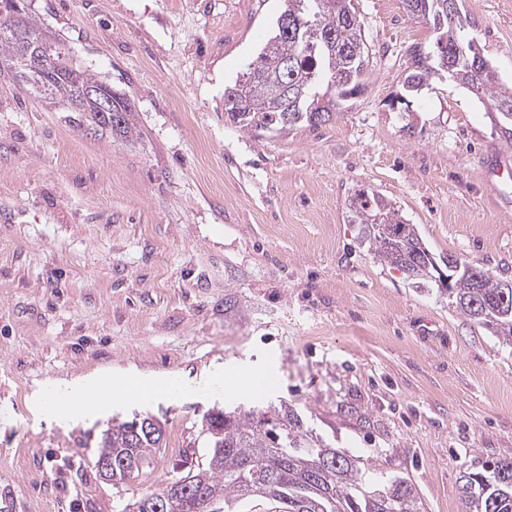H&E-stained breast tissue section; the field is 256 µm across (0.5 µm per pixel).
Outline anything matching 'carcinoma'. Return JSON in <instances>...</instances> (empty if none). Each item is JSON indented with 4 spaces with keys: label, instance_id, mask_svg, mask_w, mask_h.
Listing matches in <instances>:
<instances>
[{
    "label": "carcinoma",
    "instance_id": "cac0c4a2",
    "mask_svg": "<svg viewBox=\"0 0 512 512\" xmlns=\"http://www.w3.org/2000/svg\"><path fill=\"white\" fill-rule=\"evenodd\" d=\"M448 0H402L407 14L423 18L437 31L433 44L415 51L414 63L403 81V96L421 95L433 80H451L466 89L501 123L500 132L512 141V90L504 88L488 68L475 69L470 62L482 57L467 32V18L448 16ZM281 13L292 16V35L275 25L272 36L234 84L224 89L227 119L242 131L287 130L301 124L318 126L332 119L343 102L365 90L368 48L353 0H282ZM12 19H0V61L15 65L22 47L11 31ZM54 57L53 82L45 92L38 78L14 71L16 80L30 94L59 112L80 131L96 128L95 135L129 141L135 131L132 105L123 100L120 109L107 115L88 101L72 106L80 89L101 84L95 75L74 62L70 53L51 35H45ZM351 79L345 86L332 84L334 75ZM350 223L361 225L368 252L400 271L411 284L425 286L432 280V254L415 225L407 224L396 204L375 193L360 191L349 199ZM504 279L490 270L471 265L453 281L451 305L492 335L512 341V296L505 305L484 309V303L500 297ZM288 428L274 427L255 413L214 410L203 422L208 454L205 462L189 468L190 495L167 503L165 512H236L243 499L266 501L280 512H416L413 489L402 478H368L359 459L315 443L304 432L297 416L282 415ZM132 422L115 423L105 430L96 460L119 456L131 470L118 471L112 483L139 474L160 447L163 431L139 438L131 434ZM249 463L259 474L256 485L242 479L241 467ZM459 492L466 512H512V456L478 463L460 477Z\"/></svg>",
    "mask_w": 512,
    "mask_h": 512
}]
</instances>
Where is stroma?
<instances>
[{
  "label": "stroma",
  "instance_id": "35a3bbf8",
  "mask_svg": "<svg viewBox=\"0 0 512 512\" xmlns=\"http://www.w3.org/2000/svg\"><path fill=\"white\" fill-rule=\"evenodd\" d=\"M135 108L134 141L83 135L0 70V512H112L205 459L215 408L295 410L309 437L406 478L418 512H464L475 459L512 456V342L369 255L348 200L396 203L435 260L512 280V156L484 106L433 82L392 108L434 38L401 0H354L365 91L318 127L257 137L224 117L281 0H15ZM512 88V0H461ZM224 387H203L212 363ZM186 390L65 420L40 387L127 370ZM162 445L115 486L94 459L113 422Z\"/></svg>",
  "mask_w": 512,
  "mask_h": 512
}]
</instances>
